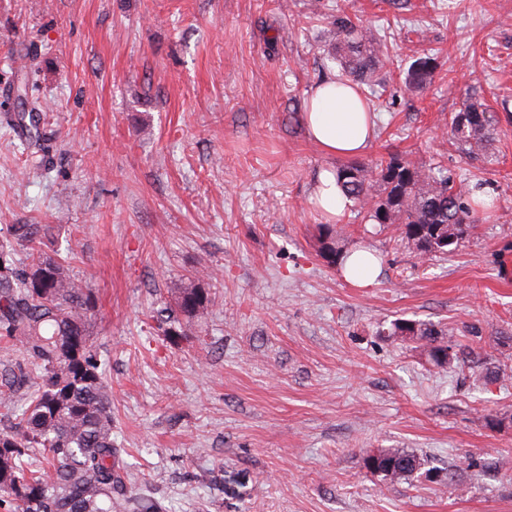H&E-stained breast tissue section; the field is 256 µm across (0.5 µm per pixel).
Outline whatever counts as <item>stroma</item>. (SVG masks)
Here are the masks:
<instances>
[{
    "mask_svg": "<svg viewBox=\"0 0 512 512\" xmlns=\"http://www.w3.org/2000/svg\"><path fill=\"white\" fill-rule=\"evenodd\" d=\"M383 28L364 164L434 158L482 181L498 219L421 260L349 211L333 233L381 262L371 287L318 244L313 87L336 10ZM430 85H404L427 49ZM479 97L485 160L449 141ZM52 225L98 298L89 330L132 484L165 512H512V0H0V237ZM204 281L194 336L158 324ZM452 329L441 368L395 320ZM381 448L429 475L390 484ZM365 466L373 474L382 477V480L392 483L410 481L421 475L425 460L405 448H386L368 455Z\"/></svg>",
    "mask_w": 512,
    "mask_h": 512,
    "instance_id": "1",
    "label": "stroma"
}]
</instances>
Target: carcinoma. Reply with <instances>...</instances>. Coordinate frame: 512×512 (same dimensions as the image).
I'll use <instances>...</instances> for the list:
<instances>
[{
    "label": "carcinoma",
    "mask_w": 512,
    "mask_h": 512,
    "mask_svg": "<svg viewBox=\"0 0 512 512\" xmlns=\"http://www.w3.org/2000/svg\"><path fill=\"white\" fill-rule=\"evenodd\" d=\"M326 53L342 76L372 85L384 66L386 44L370 25L346 11L333 16ZM440 66L429 52L407 69L405 83L420 89ZM457 148L478 156L494 128L484 104L470 101L450 115ZM336 178L369 224H394L401 239L428 240L425 258L463 246L491 205L475 196L479 186L456 180L448 166L392 156L371 165L351 162ZM50 224H13L0 240V348L16 349L21 359L11 378L0 383V408L13 425L0 431V508L4 512H162L154 497L127 486L122 449L112 440V393L97 358L88 321L96 295L75 280L62 258L45 250ZM321 253L334 261L340 249L328 224L318 225ZM29 262L17 266L16 248ZM173 283L175 335L189 336L210 299L198 281ZM393 335L425 342L429 360L450 361L452 332L431 323L398 319ZM27 389L24 404L16 393ZM370 472L389 482L410 481L425 460L405 448H386L365 459Z\"/></svg>",
    "instance_id": "1"
}]
</instances>
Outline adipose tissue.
<instances>
[{"mask_svg": "<svg viewBox=\"0 0 512 512\" xmlns=\"http://www.w3.org/2000/svg\"><path fill=\"white\" fill-rule=\"evenodd\" d=\"M375 114L367 100L350 85L326 80L314 87L304 114L308 136L332 156H358L375 135Z\"/></svg>", "mask_w": 512, "mask_h": 512, "instance_id": "ef3b65f1", "label": "adipose tissue"}]
</instances>
